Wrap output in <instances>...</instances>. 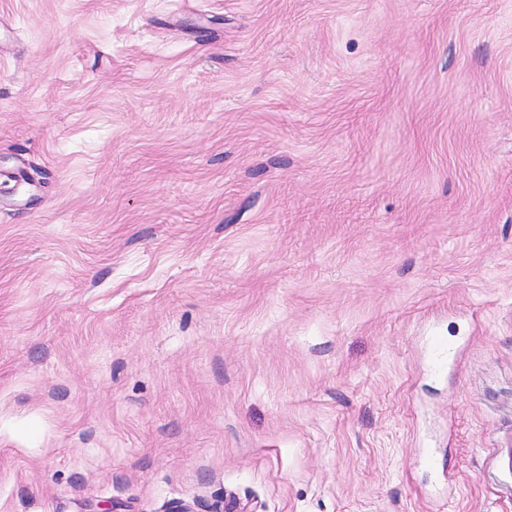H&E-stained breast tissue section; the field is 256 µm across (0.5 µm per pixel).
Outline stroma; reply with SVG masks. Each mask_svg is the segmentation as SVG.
Here are the masks:
<instances>
[{
	"mask_svg": "<svg viewBox=\"0 0 512 512\" xmlns=\"http://www.w3.org/2000/svg\"><path fill=\"white\" fill-rule=\"evenodd\" d=\"M512 0H0V512H512Z\"/></svg>",
	"mask_w": 512,
	"mask_h": 512,
	"instance_id": "stroma-1",
	"label": "stroma"
}]
</instances>
